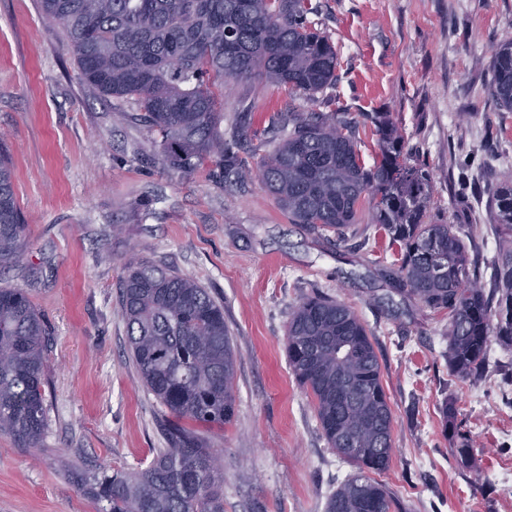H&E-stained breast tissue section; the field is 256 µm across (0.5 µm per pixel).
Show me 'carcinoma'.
Listing matches in <instances>:
<instances>
[{"instance_id": "carcinoma-1", "label": "carcinoma", "mask_w": 512, "mask_h": 512, "mask_svg": "<svg viewBox=\"0 0 512 512\" xmlns=\"http://www.w3.org/2000/svg\"><path fill=\"white\" fill-rule=\"evenodd\" d=\"M61 22L85 84L103 97L132 99L138 120L159 138L162 163L191 172L215 159L224 183L256 178L296 224L344 240L368 197L371 223L399 247L390 275L397 291L432 312L448 313L452 375L475 381L489 363L488 342L512 346V176L489 188L503 238L489 279L475 269L455 224L427 221L431 177L419 151L388 112L364 120L379 153L366 166L346 112H289L263 130L273 149L253 172L241 145L258 137L245 118L224 137V83L271 80L309 100L336 81V46L309 20L308 0H40ZM491 96L512 112V32L493 51ZM10 156L0 146V268L25 242ZM127 338L143 383L166 408V447L133 472L98 469L86 489L101 512H224V467L202 428L234 416L235 353L224 306L193 279L135 254L119 283ZM47 327L21 288H0V434L21 448L40 446L46 430ZM288 364L312 396L324 436L356 473L325 512H396L371 472L389 466L393 416L381 364L353 308L322 295L303 298L288 321ZM440 412L452 453L472 467L471 439L453 402Z\"/></svg>"}]
</instances>
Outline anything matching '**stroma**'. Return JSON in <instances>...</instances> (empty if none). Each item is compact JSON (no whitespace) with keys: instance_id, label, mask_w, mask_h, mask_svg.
I'll use <instances>...</instances> for the list:
<instances>
[{"instance_id":"1","label":"stroma","mask_w":512,"mask_h":512,"mask_svg":"<svg viewBox=\"0 0 512 512\" xmlns=\"http://www.w3.org/2000/svg\"><path fill=\"white\" fill-rule=\"evenodd\" d=\"M335 44L336 83L310 102L282 85L230 82L224 132L288 110L391 113L432 181L429 218L472 225L482 271L499 255L491 183L512 175V112L496 108L490 59L512 0H310ZM130 99L92 94L63 25L39 0H0V142L27 226L0 287L24 289L47 325V428L38 450L0 435V512H99L83 468H147L164 407L144 386L119 307L122 262L194 278L224 307L236 354L235 414L206 431L222 452L224 512H325L356 468L330 448L288 366V316L313 292L352 306L373 336L394 417L373 478L404 512H512V349L491 342L481 381L448 370V316L397 293L368 202L346 239L291 221L259 182L224 186L208 163L166 169ZM456 401L474 470L451 454L438 408Z\"/></svg>"}]
</instances>
